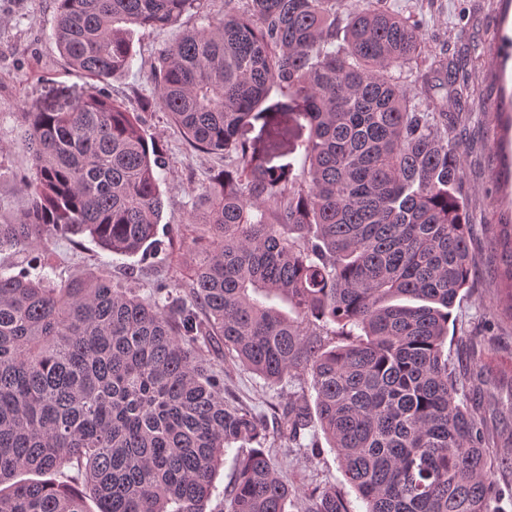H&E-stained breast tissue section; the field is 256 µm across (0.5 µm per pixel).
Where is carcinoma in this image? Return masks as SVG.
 Here are the masks:
<instances>
[{"mask_svg":"<svg viewBox=\"0 0 512 512\" xmlns=\"http://www.w3.org/2000/svg\"><path fill=\"white\" fill-rule=\"evenodd\" d=\"M201 0H56L53 38L72 67L128 71L127 26L163 28ZM224 0V16L162 50L151 106L231 169L203 186L194 262L162 301L103 279L55 285L35 254L0 271V512H206L238 445L224 512H287L264 419L224 400L219 352L272 383L305 379L314 409L274 408L277 436L323 432L366 512H497L487 427L444 355L477 258L448 113L418 99L457 84L421 58L420 28L382 5ZM282 99L262 107L271 88ZM268 112L303 120L307 162L270 166L248 137ZM30 207L0 222V252L87 235L118 255L161 246L159 143L91 90L24 113ZM496 269L512 316V209ZM70 467L81 486L53 479ZM23 472L46 476L20 480ZM306 512H351L331 489Z\"/></svg>","mask_w":512,"mask_h":512,"instance_id":"carcinoma-1","label":"carcinoma"}]
</instances>
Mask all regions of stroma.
Returning <instances> with one entry per match:
<instances>
[{
    "mask_svg": "<svg viewBox=\"0 0 512 512\" xmlns=\"http://www.w3.org/2000/svg\"><path fill=\"white\" fill-rule=\"evenodd\" d=\"M386 6L418 21L426 53L443 52L459 61L462 77L473 90L466 99L448 92L442 102L462 136V194L468 206L471 248L478 260L472 291L452 311L444 351L450 362L471 365V373L461 379L463 391L478 403L488 427L489 452L499 458L512 444V316L498 301L495 230L499 211L511 202L492 181L500 144L484 106L499 99L502 91L512 92V12H506L503 0H386ZM223 14L224 0H203L200 9L185 13L172 26L132 28L131 69L95 83L72 69L55 44L54 0H0V218H16L28 206L20 179L30 169L31 158L19 137L26 107L55 100L60 91L74 98L94 87L137 113L142 128L163 148L166 168L160 185L159 239L167 240L177 226L187 223L197 209L202 185L223 170L225 160L223 155L191 148L170 116L151 107L154 86L148 74L158 54L186 30L203 27ZM45 247L55 282L101 275L145 298L173 290L180 266L193 260L192 253L182 248L146 260L114 255L86 236H59ZM202 358L222 374L225 399L254 413L271 415L273 406L291 398L315 399L304 381L273 384L225 360L223 354L206 352ZM321 437L318 431L305 433L301 448L275 455L280 477L302 494L316 486L336 489L349 500L353 512H365L366 505L345 480L336 453Z\"/></svg>",
    "mask_w": 512,
    "mask_h": 512,
    "instance_id": "35a3bbf8",
    "label": "stroma"
}]
</instances>
